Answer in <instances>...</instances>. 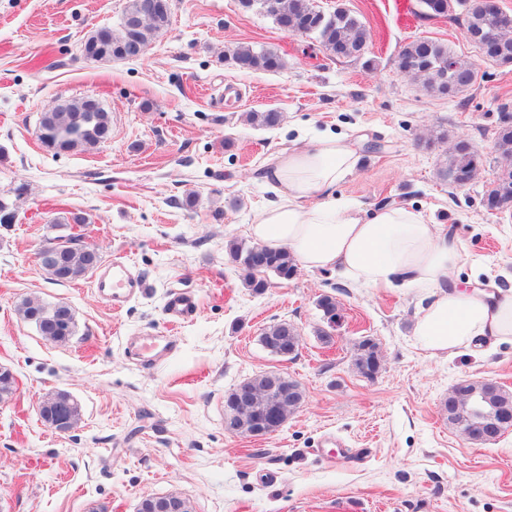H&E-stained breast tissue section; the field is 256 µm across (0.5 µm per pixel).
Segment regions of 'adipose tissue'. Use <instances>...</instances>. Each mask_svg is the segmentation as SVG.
Here are the masks:
<instances>
[{"label":"adipose tissue","instance_id":"ef3b65f1","mask_svg":"<svg viewBox=\"0 0 512 512\" xmlns=\"http://www.w3.org/2000/svg\"><path fill=\"white\" fill-rule=\"evenodd\" d=\"M359 155L347 138L321 137L314 145L274 157L267 178L282 190L249 226L250 236L271 248H288L308 270H336L373 288L395 283L417 291L426 304L413 334L430 355L484 340L512 343V299L499 290L450 285L462 260L442 225L408 206L365 213L337 197L336 187L356 170Z\"/></svg>","mask_w":512,"mask_h":512}]
</instances>
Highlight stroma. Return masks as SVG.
<instances>
[{
	"instance_id": "1",
	"label": "stroma",
	"mask_w": 512,
	"mask_h": 512,
	"mask_svg": "<svg viewBox=\"0 0 512 512\" xmlns=\"http://www.w3.org/2000/svg\"><path fill=\"white\" fill-rule=\"evenodd\" d=\"M125 3L0 0V197L15 215L0 224V367L15 379L0 403V512H137L143 497L169 493L192 512H512V431L476 445L444 413L462 379L512 391L511 344L432 356L412 334L414 292L301 268L289 280L267 274L255 294L224 249L231 239L251 243L249 224L277 200L270 160L331 132L360 156L338 196L367 212L394 204L423 212L467 252L452 283L492 282L511 298L512 215L487 211L482 199L503 167L493 132L498 104L512 103V66L464 38V6L428 17L419 0H315L366 24L363 61L336 59L238 0H174L169 27L144 56L86 59L82 43L97 28H117ZM418 38L448 44L476 68L475 85L432 95L400 73V47ZM241 44L277 50L283 68L234 69L224 54ZM82 97L110 113V139L88 151L46 150L36 137L42 113ZM269 109L283 115L276 127L243 120ZM442 132L484 150L466 188L436 175ZM73 213L86 224L69 223ZM61 236L94 244L103 264L129 262L143 292L115 309L95 274L51 280L37 252ZM177 292L198 306L173 324L165 307ZM324 294L338 304L333 327L317 306ZM26 298L67 302L76 322L69 341L23 319ZM281 320L301 336L288 360L259 342ZM321 329L332 331L331 346ZM144 336L165 347L156 365L136 352ZM366 338L383 357L372 379L353 365ZM267 372L301 384V408L271 435H225V394ZM55 391L81 407L65 434L38 414Z\"/></svg>"
}]
</instances>
